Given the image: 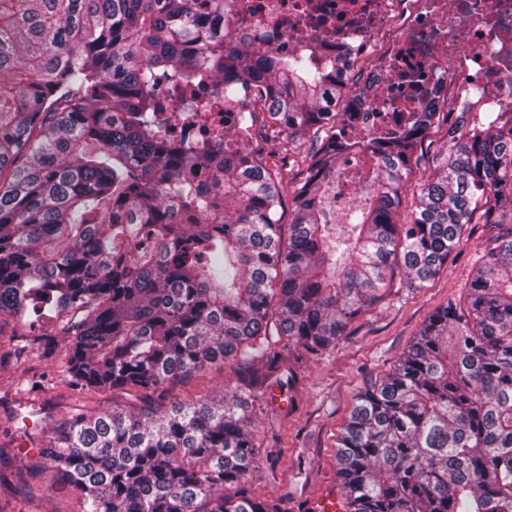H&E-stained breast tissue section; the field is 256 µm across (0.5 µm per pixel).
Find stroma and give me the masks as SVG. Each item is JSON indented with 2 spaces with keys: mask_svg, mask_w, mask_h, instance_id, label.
I'll return each instance as SVG.
<instances>
[{
  "mask_svg": "<svg viewBox=\"0 0 512 512\" xmlns=\"http://www.w3.org/2000/svg\"><path fill=\"white\" fill-rule=\"evenodd\" d=\"M492 237L485 225H475L426 288L386 295L349 325L335 347L316 355L295 346L284 350L283 370L266 380V398L253 405L257 448L247 481L254 497L279 504L284 512H311L316 500L339 490L336 448L358 394L391 371L435 310L465 304L473 269ZM28 343V337L14 338L11 346L22 350L21 359L0 360V449L8 459L0 465L4 478L10 475V464L38 459L40 450L31 436L63 415L115 403L124 408L138 404L131 390L71 389L65 345H57L45 361ZM239 375L232 362L209 366L175 383L170 398L186 402L229 392L240 386ZM51 478L48 472L33 478L36 491L17 499L18 512H79L76 494H44Z\"/></svg>",
  "mask_w": 512,
  "mask_h": 512,
  "instance_id": "35a3bbf8",
  "label": "stroma"
}]
</instances>
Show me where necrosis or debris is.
Masks as SVG:
<instances>
[{
  "label": "necrosis or debris",
  "mask_w": 512,
  "mask_h": 512,
  "mask_svg": "<svg viewBox=\"0 0 512 512\" xmlns=\"http://www.w3.org/2000/svg\"><path fill=\"white\" fill-rule=\"evenodd\" d=\"M224 32L272 56L317 41L371 60L372 104L345 106L362 134L448 92L469 102L474 85L487 111L512 100V0H224Z\"/></svg>",
  "instance_id": "1"
}]
</instances>
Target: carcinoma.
<instances>
[{
	"label": "carcinoma",
	"mask_w": 512,
	"mask_h": 512,
	"mask_svg": "<svg viewBox=\"0 0 512 512\" xmlns=\"http://www.w3.org/2000/svg\"><path fill=\"white\" fill-rule=\"evenodd\" d=\"M352 69L316 44L225 46L224 0H0V321L63 337L79 389L144 402L41 437L55 489L83 512H284L245 487V401L168 406L170 386L229 360L274 372L281 345L335 346L382 293L426 287L471 224L497 234L466 307L434 311L360 393L338 477L347 512H512V105L460 112L446 97L383 140L341 138ZM250 84L243 120L270 150L233 145L206 106L179 117L206 139L174 134L165 96ZM440 125L419 177L413 156ZM303 139L286 225L270 159ZM340 161L365 196L344 226L324 206ZM432 141V144L428 147V144ZM444 138H443V132L441 133H435L431 132L430 136L427 138V140L424 142L423 145V156L421 155L420 149L418 148L416 155L420 156L418 169H416L417 174L420 172V174L424 175L425 177L429 176L432 171L435 168V152L436 149L439 148L443 144Z\"/></svg>",
	"instance_id": "1"
}]
</instances>
